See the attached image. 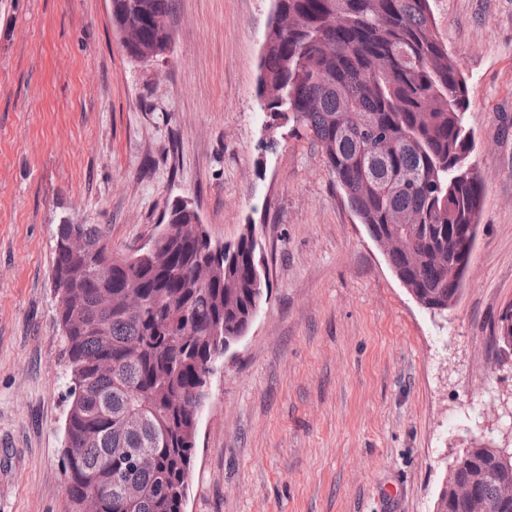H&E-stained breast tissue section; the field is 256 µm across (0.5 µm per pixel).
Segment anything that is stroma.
Returning a JSON list of instances; mask_svg holds the SVG:
<instances>
[{
	"instance_id": "1",
	"label": "stroma",
	"mask_w": 512,
	"mask_h": 512,
	"mask_svg": "<svg viewBox=\"0 0 512 512\" xmlns=\"http://www.w3.org/2000/svg\"><path fill=\"white\" fill-rule=\"evenodd\" d=\"M469 85L484 200L445 311L419 305L296 122L258 101L274 0H172L165 60L106 0H0V512H65L72 380L58 224L119 256L192 199L213 241L253 225L269 288L215 366L186 512H436L454 456L512 448V0H431Z\"/></svg>"
}]
</instances>
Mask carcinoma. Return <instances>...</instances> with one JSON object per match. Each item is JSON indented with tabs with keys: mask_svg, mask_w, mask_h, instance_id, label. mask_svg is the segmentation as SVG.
Masks as SVG:
<instances>
[{
	"mask_svg": "<svg viewBox=\"0 0 512 512\" xmlns=\"http://www.w3.org/2000/svg\"><path fill=\"white\" fill-rule=\"evenodd\" d=\"M170 2L112 0V21L131 25L134 46L162 50L156 16ZM279 2L298 24L267 35L260 71L286 88L288 102L264 110L272 118L291 112L371 234H391L396 213L418 214L409 248L389 263L422 298L448 300L459 285L435 253L457 255L483 182L459 166L472 149L468 86L436 36L430 0ZM330 17L333 27L323 24ZM352 114L365 118L361 129L346 128ZM253 256V243L240 236L211 282L197 288L193 268L208 257L207 244L189 219L171 225L155 255L138 263L112 255L104 224L57 225L53 279L72 376L63 450L69 512H80L90 491L102 493L99 512H183L177 488L197 441L190 393L217 351L211 329L240 334L261 301ZM105 292L142 307L105 310ZM127 448L152 452L155 464L135 466ZM457 479L474 482L487 512H512L499 502L501 485L512 483V460L501 464L488 448H474ZM437 512L471 508L445 493Z\"/></svg>",
	"mask_w": 512,
	"mask_h": 512,
	"instance_id": "obj_1",
	"label": "carcinoma"
}]
</instances>
